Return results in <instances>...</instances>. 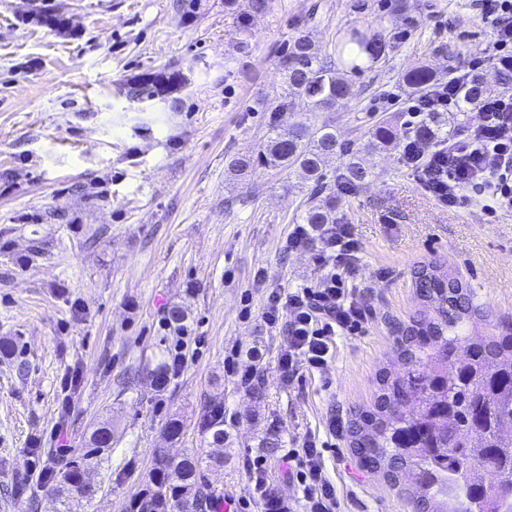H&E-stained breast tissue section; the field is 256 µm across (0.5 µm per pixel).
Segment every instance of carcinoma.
Listing matches in <instances>:
<instances>
[{
  "label": "carcinoma",
  "instance_id": "obj_1",
  "mask_svg": "<svg viewBox=\"0 0 512 512\" xmlns=\"http://www.w3.org/2000/svg\"><path fill=\"white\" fill-rule=\"evenodd\" d=\"M385 49L380 33L352 28L342 33L333 51L319 57L304 36L288 44L281 57V91L266 99L272 119L261 138L256 158H233L240 171L259 164L297 174L311 184L299 224L310 225L318 235L326 224L336 223V191L352 192L369 181V172L355 154H349L337 184L325 183V160L343 151L331 120L317 127L297 122L288 127L277 122L281 112H291L299 100L314 111H332L356 96L346 69H360L352 60L363 52L371 61ZM496 82L473 73L459 93L456 111L429 112L421 123L405 130L437 147H445L464 131L469 114L494 88L512 89V60L495 66ZM402 83L418 95L426 94L435 77L427 69L408 71ZM175 77L146 74L135 98L163 96L177 89ZM400 144L390 124L382 120L364 144L380 152ZM328 192L327 205L315 203ZM413 287L421 305L419 315L401 331L394 350L398 369H384L378 378V395L372 407L358 411L350 422L349 444L360 465L387 482L401 485L408 474L418 491L405 492L413 512H512V323L498 322L486 333L478 323L485 314L473 303L470 287L442 265L425 263L414 271ZM212 443L224 446V407L217 406L200 422ZM112 445V427L102 423L89 436L86 447L62 466H45L44 489L67 502L88 497L85 473ZM149 484L133 502L137 512H214L221 495L203 481V469L224 466V454L169 458L163 448L152 449Z\"/></svg>",
  "mask_w": 512,
  "mask_h": 512
}]
</instances>
